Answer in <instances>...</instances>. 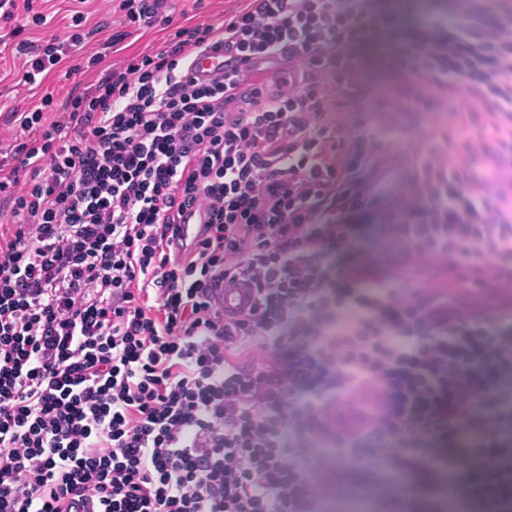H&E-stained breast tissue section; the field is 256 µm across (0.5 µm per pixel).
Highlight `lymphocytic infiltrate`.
I'll list each match as a JSON object with an SVG mask.
<instances>
[{
    "label": "lymphocytic infiltrate",
    "instance_id": "lymphocytic-infiltrate-1",
    "mask_svg": "<svg viewBox=\"0 0 512 512\" xmlns=\"http://www.w3.org/2000/svg\"><path fill=\"white\" fill-rule=\"evenodd\" d=\"M242 2L221 24L180 25L169 0H115L118 29L88 60L97 83L12 115L0 512H318L317 453L405 481L397 512H421L445 464L469 489L461 512H512V441L497 436L512 427V322L436 309L452 282L512 273V194L462 178L477 148L512 155V0L428 16L402 46L410 82L372 99L348 48L393 17L370 0ZM85 23L74 10L34 42L46 15L0 0V45L29 86L83 46ZM158 25L163 47L104 67ZM218 36L223 75L188 76ZM442 104L447 127L411 136L398 119ZM335 105L351 122L327 121ZM399 148L410 190L395 200ZM191 208L209 219L185 246ZM372 216L394 227L385 276L348 253ZM223 281L254 305L224 315ZM367 386L379 404L363 427L336 428L332 410Z\"/></svg>",
    "mask_w": 512,
    "mask_h": 512
}]
</instances>
